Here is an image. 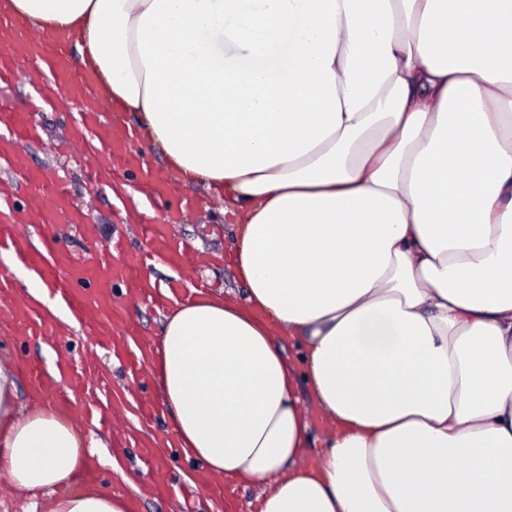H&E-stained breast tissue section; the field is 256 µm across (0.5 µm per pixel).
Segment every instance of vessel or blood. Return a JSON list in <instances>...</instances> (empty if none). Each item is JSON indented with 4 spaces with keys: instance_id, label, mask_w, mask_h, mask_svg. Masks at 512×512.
<instances>
[{
    "instance_id": "obj_1",
    "label": "vessel or blood",
    "mask_w": 512,
    "mask_h": 512,
    "mask_svg": "<svg viewBox=\"0 0 512 512\" xmlns=\"http://www.w3.org/2000/svg\"><path fill=\"white\" fill-rule=\"evenodd\" d=\"M30 56L49 64L40 94L32 98L29 112L17 111L11 99L0 97V124L8 138L0 143V165L8 166L16 190L31 193L32 202L19 207L14 192L0 193V257L13 264L32 269L46 285L51 295L57 296L68 309L83 335L89 336L99 347L124 353L126 364L136 376L145 374L146 346L136 343L133 350L123 348L125 338L133 336L123 311L112 295V282L128 279L137 294L155 307L161 308L184 294L181 280L175 279L157 286L147 282L141 271L158 260L182 264L186 253L182 247L162 238L157 224H142L139 235L147 239L148 250L130 256L126 253L124 238L116 237L94 258L75 261L65 251L52 255L42 253L36 231H48L57 224H73L85 235H92L93 224L84 210L72 206L65 178L30 170L24 149L35 142L38 129L29 118L30 112L57 106L60 97L79 103L77 120L66 140L69 153H86L101 175L111 174L116 165L136 167V159L127 152L124 140L115 138L120 115L88 104L94 84L92 75L72 77L66 51V41L55 36L44 41L19 29L15 44L0 48V84L16 80L21 71L20 59ZM0 322L6 333L18 338L37 340L46 344L62 343L66 328L52 315L41 311L39 305L28 299L12 284L8 274H0ZM23 370L36 397L52 398L53 408L77 413L86 423L103 427L112 423V393L110 381L98 364L74 360L61 353L54 370L48 371L33 363H24ZM143 456L147 462L158 458L153 442H144ZM151 487L154 496L180 495L191 500L197 488H204L214 496H223L224 479L209 478L200 486L174 485L163 468L154 470Z\"/></svg>"
}]
</instances>
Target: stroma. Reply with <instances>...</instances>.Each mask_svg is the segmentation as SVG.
Returning a JSON list of instances; mask_svg holds the SVG:
<instances>
[{"mask_svg":"<svg viewBox=\"0 0 512 512\" xmlns=\"http://www.w3.org/2000/svg\"><path fill=\"white\" fill-rule=\"evenodd\" d=\"M30 118L38 125L41 137L36 145L26 149L29 168L63 170L75 203L89 209L94 222L95 236L91 239L83 236L71 225H59L55 234L58 247L80 258L94 246L103 245L112 237L122 235L127 238L131 251L135 252L143 246L142 239L135 233L136 225L160 224L167 236L188 248L189 259L178 269L165 262H157L146 271V278L158 284L179 278L189 287H204L216 293L230 290L239 295L243 294L244 285L238 279L234 266L225 258L233 240L234 226L232 217L224 212L222 200L209 195L204 187L179 184L157 151L146 141L136 140L132 142L131 149L140 163L151 169L156 177L167 180L175 192L152 204L128 209L116 207L112 198V181L117 178L125 183H132L135 177L131 172L118 167L112 172V180L97 179L83 158H65L58 156L56 152L59 141L73 121V109L60 107L34 112ZM181 194L195 199L194 209L177 215L174 223H166V216L174 213L177 197ZM70 343L74 355L88 357L95 354L101 358L112 383V395L123 403L122 409L113 411L112 423L121 428L123 436L129 438L130 444L125 458L119 460L117 467H101L100 486L119 489L136 497L141 506L140 512H183L187 506L192 507L193 512H210L207 506L208 496L202 491L198 492L189 505L177 497L159 498L147 492L153 469L140 455L137 441L141 433L132 408L136 398H158L159 390L154 378L148 376L138 381L133 380L118 359L106 351L96 350L78 332H71Z\"/></svg>","mask_w":512,"mask_h":512,"instance_id":"35a3bbf8","label":"stroma"}]
</instances>
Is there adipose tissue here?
<instances>
[{
	"instance_id": "adipose-tissue-1",
	"label": "adipose tissue",
	"mask_w": 512,
	"mask_h": 512,
	"mask_svg": "<svg viewBox=\"0 0 512 512\" xmlns=\"http://www.w3.org/2000/svg\"><path fill=\"white\" fill-rule=\"evenodd\" d=\"M0 11L67 34L98 103L234 218L244 297L194 290L151 344L187 459L258 512H512V0ZM97 446L22 407L0 358V474L29 512H133L76 484Z\"/></svg>"
}]
</instances>
